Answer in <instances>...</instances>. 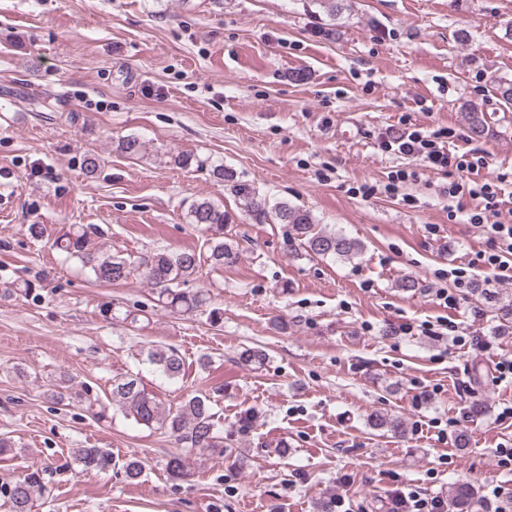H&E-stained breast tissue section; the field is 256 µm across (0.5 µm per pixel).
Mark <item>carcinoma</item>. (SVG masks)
<instances>
[{"label":"carcinoma","instance_id":"carcinoma-1","mask_svg":"<svg viewBox=\"0 0 512 512\" xmlns=\"http://www.w3.org/2000/svg\"><path fill=\"white\" fill-rule=\"evenodd\" d=\"M468 121L471 131L477 135L487 126L485 113L475 105L469 108ZM117 149L136 157L143 152L144 144L138 137L128 136L118 142ZM234 189L244 212L255 223L273 222L286 227L288 253L294 257L330 258L351 263L364 251L360 240L315 224L307 209L286 202L271 204L248 184H236ZM187 215L189 223L199 226L206 234L204 247L199 250L155 249L136 258H127L107 250L89 249V231L82 224L69 225L54 239L53 246L79 259L89 277L98 284L118 286L139 277L157 291L165 307L181 313L198 312L208 306L210 296L204 288H188L192 277L205 267L214 272L223 271L224 267L238 262L240 252L224 241V225L229 223L224 209L203 198L190 204ZM239 360L245 366L260 368L267 360V353L259 347H245L239 353ZM146 361L169 380L183 376V358L173 347L150 346L146 350ZM110 398L137 424L162 430L174 440L180 451L170 454L165 463L170 475L177 478L190 475V454L195 451L224 455V429L215 421L209 397L191 394L179 407L167 408L155 396L146 393L138 376L129 374L112 380ZM369 424L398 436L406 432V423L388 414L371 415ZM71 459L72 465L82 472L103 471L119 464L111 452L95 447L74 448ZM121 464L127 479L141 478L143 464L137 456L131 455ZM42 490L39 471L24 475L10 491L11 512H33L35 492ZM475 496V489L469 483H453L448 487V510L470 512Z\"/></svg>","mask_w":512,"mask_h":512}]
</instances>
